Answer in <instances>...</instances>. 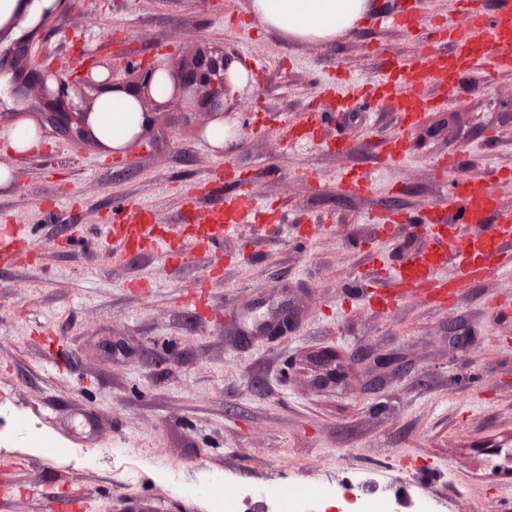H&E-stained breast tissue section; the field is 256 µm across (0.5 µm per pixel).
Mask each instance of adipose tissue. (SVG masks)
Listing matches in <instances>:
<instances>
[{"instance_id":"ef3b65f1","label":"adipose tissue","mask_w":512,"mask_h":512,"mask_svg":"<svg viewBox=\"0 0 512 512\" xmlns=\"http://www.w3.org/2000/svg\"><path fill=\"white\" fill-rule=\"evenodd\" d=\"M369 0H250V15L264 28L298 41L332 43L366 22ZM142 113L127 95L99 101L92 123L115 148L130 144L142 130Z\"/></svg>"}]
</instances>
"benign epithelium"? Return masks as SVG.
Instances as JSON below:
<instances>
[{
  "label": "benign epithelium",
  "instance_id": "benign-epithelium-1",
  "mask_svg": "<svg viewBox=\"0 0 512 512\" xmlns=\"http://www.w3.org/2000/svg\"><path fill=\"white\" fill-rule=\"evenodd\" d=\"M47 58L46 54L31 55L23 41L0 50V73H12V80L7 85L9 98L25 102L29 100V91L35 90L51 109L52 125L66 129L77 144H99L90 127L95 103L87 100L81 90L113 88L125 91L127 85L116 78L114 65L106 59L92 63L76 80L65 69L46 62ZM231 63L224 53L200 47L173 66L153 61L143 67H128L126 71L135 78V93L144 117H152V109L167 106L165 102L156 101L150 93L153 80L161 72L172 86L170 99L179 100L187 111L204 112L216 121L224 118L226 112L224 98L230 90L228 70Z\"/></svg>",
  "mask_w": 512,
  "mask_h": 512
}]
</instances>
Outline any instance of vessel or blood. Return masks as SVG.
Here are the masks:
<instances>
[{
	"mask_svg": "<svg viewBox=\"0 0 512 512\" xmlns=\"http://www.w3.org/2000/svg\"><path fill=\"white\" fill-rule=\"evenodd\" d=\"M469 68L512 76V0H497L490 13L477 6L468 9L464 25L449 40L448 51L429 53L405 66L391 65L378 89L384 92L395 84L404 86L394 110L402 122L411 125L435 106L437 95L450 94L459 73ZM448 191L457 199L458 209L426 214L423 221L432 225L431 237L395 269L399 285L425 293L440 309L457 301L468 282L512 270V203L502 202L485 176L452 183ZM256 205L244 192L226 198L204 223L191 224V235L206 247L222 248L225 237L238 230L243 216ZM110 230L131 251L169 247L162 228L145 207L117 211ZM26 242L20 225L0 226V259L19 255ZM450 262L459 273L454 281L440 276L441 268Z\"/></svg>",
	"mask_w": 512,
	"mask_h": 512,
	"instance_id": "1",
	"label": "vessel or blood"
}]
</instances>
